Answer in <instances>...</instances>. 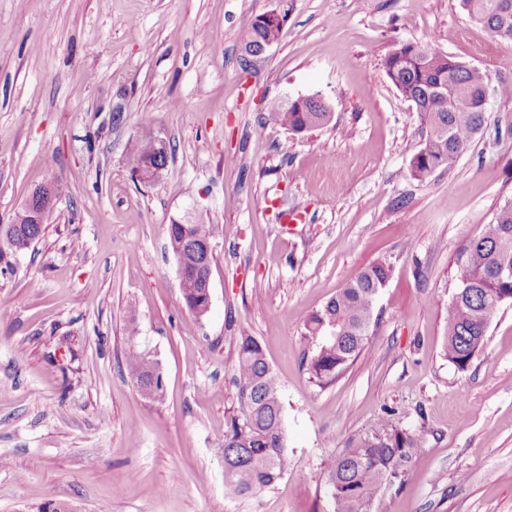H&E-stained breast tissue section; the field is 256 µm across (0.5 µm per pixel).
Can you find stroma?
<instances>
[{"label":"stroma","mask_w":512,"mask_h":512,"mask_svg":"<svg viewBox=\"0 0 512 512\" xmlns=\"http://www.w3.org/2000/svg\"><path fill=\"white\" fill-rule=\"evenodd\" d=\"M270 11L281 37L244 58ZM400 42L488 76L483 130L423 179L426 129L382 65ZM510 86L512 43L460 0H0V224L59 187L40 239L0 261V512H335L330 460L384 417L422 452L375 512H512V302L466 370L442 351L459 251L512 200ZM314 94L328 125L267 121L270 100ZM145 135L172 147L150 185L127 163ZM280 208L299 215L286 234ZM174 222L223 227L202 317ZM374 261L392 275L368 350L319 386L303 321ZM131 321L162 399L124 369ZM243 328L281 382L291 466L239 496L224 431ZM266 14L255 16L245 27L242 34L243 49L259 41L266 40L271 35L280 38L282 33L281 24H272L266 19Z\"/></svg>","instance_id":"obj_1"}]
</instances>
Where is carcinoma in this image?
<instances>
[{
  "instance_id": "obj_1",
  "label": "carcinoma",
  "mask_w": 512,
  "mask_h": 512,
  "mask_svg": "<svg viewBox=\"0 0 512 512\" xmlns=\"http://www.w3.org/2000/svg\"><path fill=\"white\" fill-rule=\"evenodd\" d=\"M476 23L501 41L512 42V0H461ZM281 24L265 15L255 16L242 34L243 47L280 37ZM383 68L399 93L413 104L427 126V135L414 154L413 174L424 178L451 166L464 153L488 120L487 106L480 105L487 90L485 74L478 68L417 43H402L389 53ZM268 120L290 134L325 125L326 113L314 98L303 108L281 100L269 102ZM157 150L151 137L135 141L128 154L133 169L155 163ZM219 224H170L169 247L180 255V285L185 306L198 316L209 311L203 292L212 270L214 254H206L200 237L216 239ZM43 233L32 223L27 209L16 213L10 224H0V245L16 254L27 250ZM458 286L448 301L445 356L464 370L483 346L488 325L499 309L512 301V201L505 202L494 220L462 250ZM390 265L374 262L341 288L322 308L307 315L304 335L315 342L308 365L322 386L336 381L368 347L369 333L378 321L375 303L391 276ZM131 380L148 397L159 399L163 388L153 387L161 377L159 363L145 351L126 354ZM234 384L239 414L224 432V483L237 495L269 488L288 472L290 456L283 424L280 382L266 360L259 340L239 330L234 360ZM421 452L419 437L382 419L375 429L349 439L327 468L336 512H372L386 486L403 483Z\"/></svg>"
}]
</instances>
